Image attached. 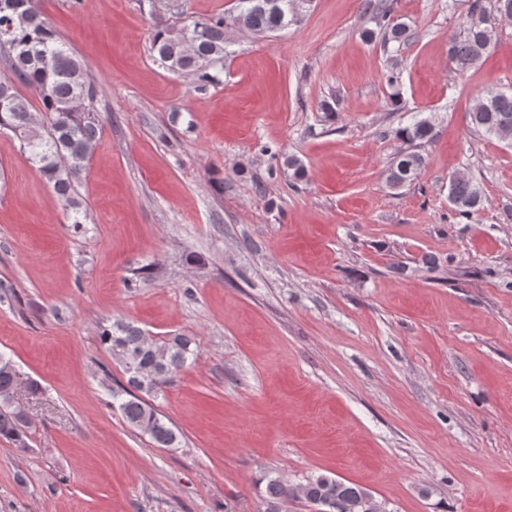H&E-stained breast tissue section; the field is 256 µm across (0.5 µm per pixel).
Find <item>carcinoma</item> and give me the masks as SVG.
<instances>
[{
	"label": "carcinoma",
	"mask_w": 512,
	"mask_h": 512,
	"mask_svg": "<svg viewBox=\"0 0 512 512\" xmlns=\"http://www.w3.org/2000/svg\"><path fill=\"white\" fill-rule=\"evenodd\" d=\"M311 0H236L228 16H198L161 24L152 36L151 50L164 68L195 78L203 87L218 81L217 67L224 65L225 30L244 26L256 34L274 33L298 22L300 11ZM459 34L448 39V57L464 73L494 48L492 32L497 22L512 18V0H468ZM384 45L401 44L410 37L408 28L390 18L388 0H368ZM0 61L11 77L0 79V132L19 140L27 162L36 168L81 223L82 200L77 184L98 144L101 124L97 90L86 79L81 62L50 25L38 0H0ZM22 83L32 96L24 95ZM46 115L36 120L33 110ZM472 126L499 139L512 137V91L487 90L473 100ZM434 125L417 119L395 131V137L423 146L432 142ZM424 163L421 154L404 151L392 162L388 184L399 187L413 181ZM448 200L460 215L483 207L481 187L466 173L449 180ZM100 338L127 375V385L110 390L112 409L135 429L148 435L160 448H176L179 435L152 399L164 391L173 376L196 355L195 339L175 335L153 339L130 322L117 320L102 328ZM20 373L13 361L0 355V439L26 444L31 420L16 401ZM263 496L269 512L299 499L315 512H385L365 488L329 475L311 476L291 483L280 476L265 477Z\"/></svg>",
	"instance_id": "obj_1"
}]
</instances>
